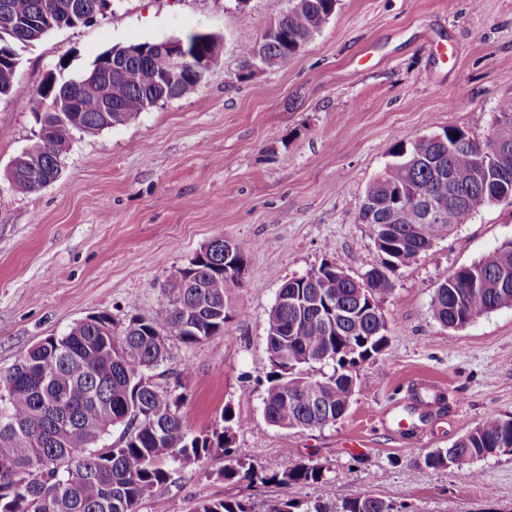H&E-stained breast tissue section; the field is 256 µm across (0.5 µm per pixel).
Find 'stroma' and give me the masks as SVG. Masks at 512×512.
<instances>
[{"instance_id": "stroma-1", "label": "stroma", "mask_w": 512, "mask_h": 512, "mask_svg": "<svg viewBox=\"0 0 512 512\" xmlns=\"http://www.w3.org/2000/svg\"><path fill=\"white\" fill-rule=\"evenodd\" d=\"M288 0H113L97 21L56 29L20 52L26 96L0 99V371L47 336L105 312L117 325L170 299L168 285L200 249L251 241L243 283L224 329L171 347L163 368L190 367L180 387L190 433L239 424L231 450L273 472L321 467L311 485L228 483L219 453L178 468L158 495L169 512L203 498L332 501L370 493L397 512H512V453L430 468L486 416L512 417V307L465 328L442 326L432 299L444 277L512 240V200L455 226L391 273L381 307L388 342L366 363L347 414L312 430L263 417L265 314L288 279L324 262L358 277L380 256L357 207L401 141L458 126L482 138L512 97V0H339L325 26L287 66L237 81L240 50ZM201 32L221 52L193 93L95 133L77 131L59 178L26 195L11 161L37 139L30 90L65 80L116 45ZM443 397L423 422L398 426L423 382ZM358 447H347L349 437Z\"/></svg>"}]
</instances>
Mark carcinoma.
<instances>
[{
    "mask_svg": "<svg viewBox=\"0 0 512 512\" xmlns=\"http://www.w3.org/2000/svg\"><path fill=\"white\" fill-rule=\"evenodd\" d=\"M70 0H0V98L23 94L45 107L35 144L12 161L11 181L21 193H36L54 182L69 151L73 132H97L138 114L120 111L132 102L169 98L151 58L131 55L120 68L95 73L94 82L59 80L27 92L15 83L17 47L46 33L77 26ZM338 0H294L277 20L278 33L263 42L265 68L288 65L321 31ZM189 40L207 62L220 54L211 36ZM206 69L187 68L177 80L178 96L199 86ZM107 91L114 112L102 111ZM512 140V97L499 101L493 129L478 139L450 126L441 132L401 141L391 161L367 186L357 220L367 226L381 265L357 284L344 270L322 264L301 280L290 279L266 312L267 351L288 350V363L269 365L265 374L263 415L272 426L289 429L305 421L319 428L336 423L361 388L360 369L388 342V323L379 302L392 292L388 273L426 253L448 235L451 224H464L494 202L512 199V151H489L496 137ZM445 215L424 219L423 198L446 199ZM512 241L456 269L436 288L434 317L462 329L478 317L512 306ZM185 277L199 284L184 288L172 280L169 303L149 315L132 316L121 330L101 313L76 322L62 336L34 344L7 372L0 374V512H168L156 496L172 468L196 463L214 452L229 457L220 472L226 481L249 480L258 472L247 458L231 453L222 433L191 435L180 413L166 372L159 368L171 344L196 345L224 330L226 299L242 285L243 270L224 269V241L207 247V259L190 261ZM328 366L331 372L322 368ZM122 428L117 443L107 442ZM512 448V418L489 416L448 448L428 453L430 468L461 466ZM260 477V476H258ZM323 472L295 464L260 477L282 485L318 482ZM194 512H254L236 498L204 499ZM269 512H397L392 503L367 494L336 491L330 505L286 499Z\"/></svg>",
    "mask_w": 512,
    "mask_h": 512,
    "instance_id": "obj_1",
    "label": "carcinoma"
}]
</instances>
